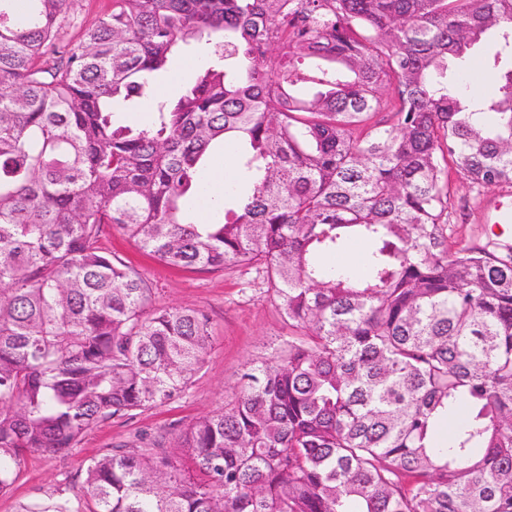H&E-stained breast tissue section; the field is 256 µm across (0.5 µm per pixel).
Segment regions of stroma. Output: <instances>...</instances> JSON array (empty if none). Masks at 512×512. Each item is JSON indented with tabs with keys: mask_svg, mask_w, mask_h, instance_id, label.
I'll return each mask as SVG.
<instances>
[{
	"mask_svg": "<svg viewBox=\"0 0 512 512\" xmlns=\"http://www.w3.org/2000/svg\"><path fill=\"white\" fill-rule=\"evenodd\" d=\"M449 187L453 203L449 221L456 241L482 245L493 240L512 245V224L486 220L488 201L512 205V197L506 196L502 187L478 188L454 175ZM103 245L151 283L152 308L196 309L208 314L210 351L180 399L130 418L99 423L66 455H28L11 489L0 493V512H22L24 506L44 499L58 487L66 489L76 512H82L80 490L91 457L119 446L154 453L173 451L181 433L197 417L232 400L248 362L268 357L288 333L256 271L171 268L141 251L116 228L108 231Z\"/></svg>",
	"mask_w": 512,
	"mask_h": 512,
	"instance_id": "35a3bbf8",
	"label": "stroma"
}]
</instances>
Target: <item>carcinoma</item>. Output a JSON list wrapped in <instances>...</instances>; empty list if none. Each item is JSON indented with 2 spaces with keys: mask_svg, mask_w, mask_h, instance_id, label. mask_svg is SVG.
<instances>
[{
  "mask_svg": "<svg viewBox=\"0 0 512 512\" xmlns=\"http://www.w3.org/2000/svg\"><path fill=\"white\" fill-rule=\"evenodd\" d=\"M0 0V492L31 453L170 403L199 310L102 247L254 269L288 325L171 453L90 459L86 512H512V247L448 233V169L512 183V0ZM492 41L493 97L448 81ZM205 57L137 111L174 50ZM233 177L196 222L210 155ZM366 244L363 271L319 256ZM26 512H75L58 488ZM64 39L79 41L100 15L112 7V0H70Z\"/></svg>",
  "mask_w": 512,
  "mask_h": 512,
  "instance_id": "1",
  "label": "carcinoma"
}]
</instances>
